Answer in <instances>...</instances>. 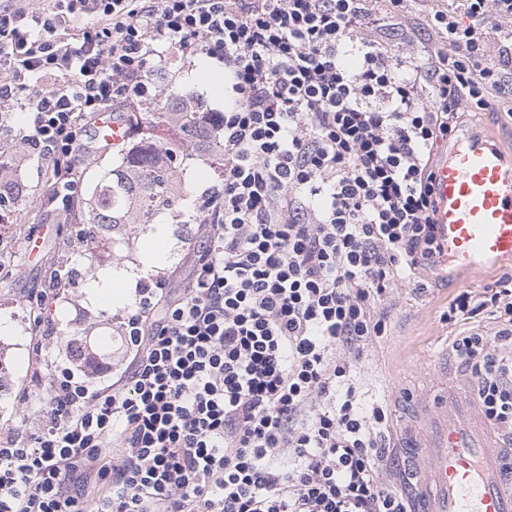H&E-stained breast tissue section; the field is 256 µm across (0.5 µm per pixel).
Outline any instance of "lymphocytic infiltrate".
Here are the masks:
<instances>
[{"label": "lymphocytic infiltrate", "mask_w": 512, "mask_h": 512, "mask_svg": "<svg viewBox=\"0 0 512 512\" xmlns=\"http://www.w3.org/2000/svg\"><path fill=\"white\" fill-rule=\"evenodd\" d=\"M0 6V104L69 206L88 114L135 102L158 47L224 67L205 122L224 176L178 283L140 278L119 330L134 357L95 389L48 361L24 435L0 432V512H408L383 478L387 404L358 367L385 309L445 254L435 149L465 114L512 112V0H57ZM104 15L63 43L64 16ZM71 82L28 91L36 73ZM489 316L452 342L495 430L512 436V273L440 319Z\"/></svg>", "instance_id": "f902f5d3"}]
</instances>
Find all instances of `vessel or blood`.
Here are the masks:
<instances>
[{
	"instance_id": "b4317fda",
	"label": "vessel or blood",
	"mask_w": 512,
	"mask_h": 512,
	"mask_svg": "<svg viewBox=\"0 0 512 512\" xmlns=\"http://www.w3.org/2000/svg\"><path fill=\"white\" fill-rule=\"evenodd\" d=\"M97 135L117 144L127 127L104 114ZM435 195L438 230L457 267H512V163L489 135L457 133L435 170ZM419 405L405 428L407 456L422 471L408 488L411 512H512V448L447 364L436 370L434 395Z\"/></svg>"
}]
</instances>
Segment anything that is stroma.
<instances>
[{
    "instance_id": "1",
    "label": "stroma",
    "mask_w": 512,
    "mask_h": 512,
    "mask_svg": "<svg viewBox=\"0 0 512 512\" xmlns=\"http://www.w3.org/2000/svg\"><path fill=\"white\" fill-rule=\"evenodd\" d=\"M200 58L170 63L166 53L154 56L151 66L158 90L201 102L204 109L224 108V94L215 93L200 75ZM32 124L30 113L20 107L0 109V165L17 180L19 199L0 204V375L8 389L0 394V430L24 432L26 415L35 414L37 380L48 377L46 359L81 371L82 361L65 353L68 340L83 341L88 351L123 371L130 361L128 348L117 333V318L128 303L104 299L115 292L123 271L141 268L144 255L154 246L156 225L166 227L163 248L168 254L156 275L174 279L200 244L196 211L203 194L220 180V168L209 155L189 149L177 161L174 176L180 193L173 207L150 217L147 223L130 224L126 234L131 248L112 253L99 251L86 258L80 234L82 217L78 210H63L52 202V173L20 145ZM120 160L119 147L95 144L79 160L78 196L87 198L95 177ZM42 238V254L31 258L28 248L34 238ZM60 272L63 288L57 289L51 304L54 338L43 351H36L34 322L39 315L32 296L46 287L53 272ZM498 271L484 268L461 269L441 260L429 274L428 290L417 293L400 287L389 312V331L371 349L360 369L367 399L387 402L392 410L390 443L398 445L401 425L399 396L423 385L440 359L450 353V331L440 321L449 300L461 291L497 279Z\"/></svg>"
}]
</instances>
